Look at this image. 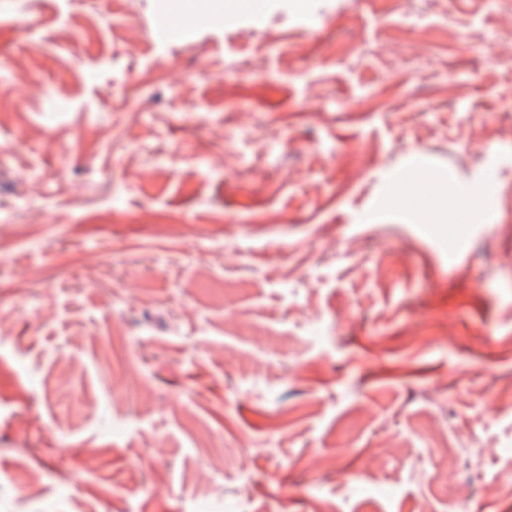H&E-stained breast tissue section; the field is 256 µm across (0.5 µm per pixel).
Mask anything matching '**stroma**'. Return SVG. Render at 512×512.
<instances>
[{
  "label": "stroma",
  "instance_id": "obj_1",
  "mask_svg": "<svg viewBox=\"0 0 512 512\" xmlns=\"http://www.w3.org/2000/svg\"><path fill=\"white\" fill-rule=\"evenodd\" d=\"M188 1L0 0V512H512V0Z\"/></svg>",
  "mask_w": 512,
  "mask_h": 512
}]
</instances>
